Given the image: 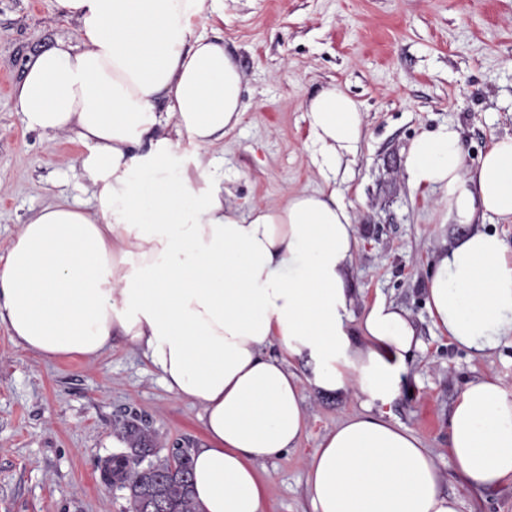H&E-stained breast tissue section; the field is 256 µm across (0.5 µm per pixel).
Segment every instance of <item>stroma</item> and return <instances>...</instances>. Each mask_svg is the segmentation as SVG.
I'll return each instance as SVG.
<instances>
[{
	"label": "stroma",
	"instance_id": "stroma-1",
	"mask_svg": "<svg viewBox=\"0 0 512 512\" xmlns=\"http://www.w3.org/2000/svg\"><path fill=\"white\" fill-rule=\"evenodd\" d=\"M204 31L243 72V120L207 151L239 206L325 188L310 161L305 112L321 87L338 85L363 112L359 154L336 177L360 238L355 308L393 302L422 341L409 360V393L392 417L433 451L442 489L459 496L460 512H512L511 484L464 493L448 456L456 396L487 375L512 389V345L473 357L433 325L426 275L455 227L439 192L411 188L403 168L411 141L441 124L460 131L470 167L512 136V0H224L223 16L205 20ZM76 39V23L56 0H0V257L42 207L90 200L80 174L85 147L68 134L30 130L14 104L27 63ZM196 153L182 141L165 166L136 169L131 180L144 187L180 178ZM302 396L308 425L296 448L259 468L267 512H312L303 461L326 431L360 410L342 395ZM199 414L122 341L93 360L47 361L0 326V512H127L126 491L101 476L104 461L122 450V420L142 419L165 456L177 444H203Z\"/></svg>",
	"mask_w": 512,
	"mask_h": 512
}]
</instances>
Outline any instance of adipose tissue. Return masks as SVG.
Here are the masks:
<instances>
[{
	"label": "adipose tissue",
	"instance_id": "1",
	"mask_svg": "<svg viewBox=\"0 0 512 512\" xmlns=\"http://www.w3.org/2000/svg\"><path fill=\"white\" fill-rule=\"evenodd\" d=\"M57 2L78 42L29 62L15 105L28 128L86 147L94 205H48L21 225L0 262V325L49 360L94 359L123 340L171 394L198 405L202 512H266L257 465L298 444L306 388L361 408L305 461L313 512H459L432 451L389 412L421 342L394 303L354 312L359 240L342 194L303 190L243 208L202 161L147 193L130 180L134 167L163 166L181 139L204 149L242 119L243 75L200 30L211 0ZM306 118L312 162L335 180L358 153L364 114L330 85ZM146 135L151 150L134 153ZM404 169L412 187L440 192L449 223L463 228L430 262L435 328L474 357L512 344V249L482 225L512 223V137L470 168L459 130L442 124L411 141ZM274 345L280 355H269ZM296 360L304 376L291 371ZM448 456L466 492L512 484V390L497 378L459 392Z\"/></svg>",
	"mask_w": 512,
	"mask_h": 512
}]
</instances>
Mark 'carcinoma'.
<instances>
[{
    "mask_svg": "<svg viewBox=\"0 0 512 512\" xmlns=\"http://www.w3.org/2000/svg\"><path fill=\"white\" fill-rule=\"evenodd\" d=\"M122 429L127 451L108 459L104 476L128 490V512H201L192 492L189 449L160 457L147 425L133 417Z\"/></svg>",
    "mask_w": 512,
    "mask_h": 512,
    "instance_id": "1",
    "label": "carcinoma"
}]
</instances>
